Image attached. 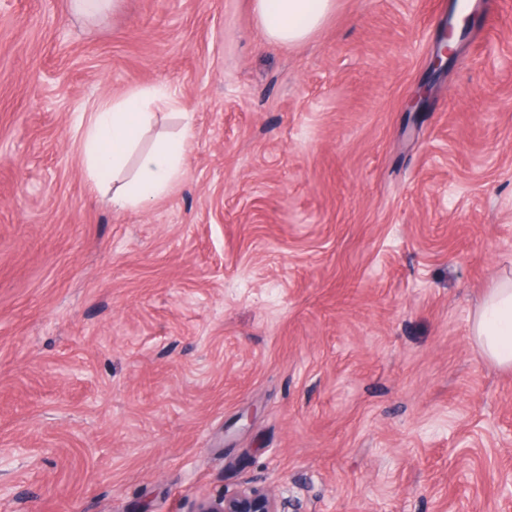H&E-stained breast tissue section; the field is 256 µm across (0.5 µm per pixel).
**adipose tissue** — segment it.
I'll return each mask as SVG.
<instances>
[{
    "instance_id": "adipose-tissue-1",
    "label": "adipose tissue",
    "mask_w": 512,
    "mask_h": 512,
    "mask_svg": "<svg viewBox=\"0 0 512 512\" xmlns=\"http://www.w3.org/2000/svg\"><path fill=\"white\" fill-rule=\"evenodd\" d=\"M253 6L267 39L295 44L322 24L334 0H253ZM153 104L172 109L177 101L163 90L137 89L103 103L80 123L88 176L98 186L114 183V209L136 208L167 196L185 171L184 137L160 140L148 150L139 147ZM472 333L488 361L512 368V277L502 278L480 302Z\"/></svg>"
}]
</instances>
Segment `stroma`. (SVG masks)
<instances>
[{
	"label": "stroma",
	"mask_w": 512,
	"mask_h": 512,
	"mask_svg": "<svg viewBox=\"0 0 512 512\" xmlns=\"http://www.w3.org/2000/svg\"><path fill=\"white\" fill-rule=\"evenodd\" d=\"M335 2L288 46L253 0H0V512H512L471 336L512 273V0L439 76L455 0ZM139 87L187 166L115 210L79 120ZM288 500L274 487L246 484L231 495L203 498L196 512H288Z\"/></svg>",
	"instance_id": "stroma-1"
}]
</instances>
